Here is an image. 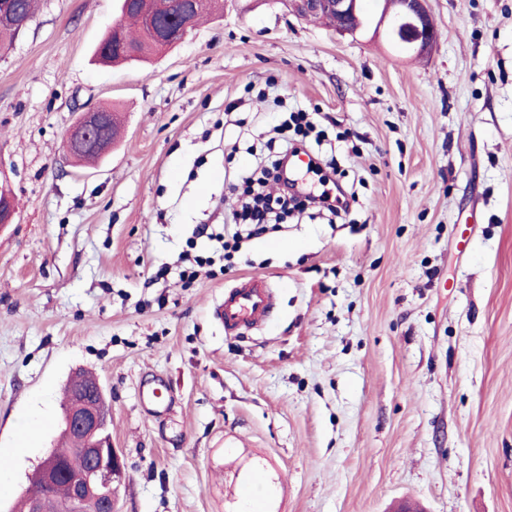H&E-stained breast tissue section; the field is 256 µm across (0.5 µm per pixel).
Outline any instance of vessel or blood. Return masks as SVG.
<instances>
[{
  "label": "vessel or blood",
  "mask_w": 512,
  "mask_h": 512,
  "mask_svg": "<svg viewBox=\"0 0 512 512\" xmlns=\"http://www.w3.org/2000/svg\"><path fill=\"white\" fill-rule=\"evenodd\" d=\"M272 306L267 282L250 277L225 295L216 307V315L225 331L252 329L264 324Z\"/></svg>",
  "instance_id": "b4317fda"
}]
</instances>
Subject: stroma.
I'll use <instances>...</instances> for the list:
<instances>
[{
	"mask_svg": "<svg viewBox=\"0 0 512 512\" xmlns=\"http://www.w3.org/2000/svg\"><path fill=\"white\" fill-rule=\"evenodd\" d=\"M431 52L342 34L286 0H224L146 62L95 63L119 0H38L0 54V512L94 372L121 512H512V0H428ZM111 108L85 164L67 136ZM318 114L346 213L232 240L244 171ZM190 255L212 269L182 276ZM248 277L268 322L225 333ZM163 383L157 417L139 391ZM263 470L262 488L245 486ZM103 111L98 110L85 113L80 124L74 129V132L85 145L93 144L96 149L105 153L111 147L107 140L111 143H114L118 134L119 124L115 114L112 113V110L103 109ZM109 112L112 114V120L106 128L105 134L107 140H105L100 137V129L110 119ZM96 149L87 148L83 150H77L72 155L78 159L83 160H100L104 155H102Z\"/></svg>",
	"mask_w": 512,
	"mask_h": 512,
	"instance_id": "35a3bbf8",
	"label": "stroma"
}]
</instances>
